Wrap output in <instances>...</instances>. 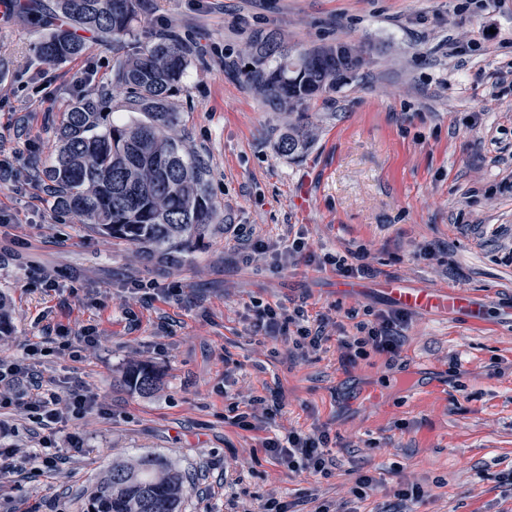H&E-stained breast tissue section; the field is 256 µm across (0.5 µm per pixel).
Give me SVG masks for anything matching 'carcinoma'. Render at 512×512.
Here are the masks:
<instances>
[{
  "instance_id": "1",
  "label": "carcinoma",
  "mask_w": 512,
  "mask_h": 512,
  "mask_svg": "<svg viewBox=\"0 0 512 512\" xmlns=\"http://www.w3.org/2000/svg\"><path fill=\"white\" fill-rule=\"evenodd\" d=\"M141 8L142 0H52L42 6L38 57L79 58L93 36L112 44V80L78 91L57 129L54 156L35 162L30 177L65 216L114 239L166 252L185 247L209 225L224 223V216L209 189L206 163L171 135L182 121L173 97L193 56L191 45L169 28L152 34L145 48L124 52L137 36ZM249 48L247 81L269 105L294 114L275 149L298 158L316 138L309 104L348 85L365 62V50L347 43L295 50L273 30L253 33ZM114 88L124 93L122 107L144 113L146 121L110 118L106 109ZM127 383L147 394L156 378L141 367L129 373ZM182 494L183 475L168 459L140 455L112 464L87 509L178 512Z\"/></svg>"
}]
</instances>
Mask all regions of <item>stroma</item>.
Wrapping results in <instances>:
<instances>
[{
	"mask_svg": "<svg viewBox=\"0 0 512 512\" xmlns=\"http://www.w3.org/2000/svg\"><path fill=\"white\" fill-rule=\"evenodd\" d=\"M136 25L176 28L200 50L175 99L178 135L208 163L224 221L162 260L60 216L30 168L54 153L74 91L110 82L112 50L41 63L30 20L0 19V357L87 325L102 336L76 357L30 356L44 379L88 383L98 407L59 424L56 470L0 486V512H83L112 461L146 453L187 475L182 512H258L271 497L317 512L361 475L373 484L353 512H392L411 486L416 512H512V0H146ZM270 29L302 49H374L310 104L316 140L293 160L274 148L287 113L244 76L250 34ZM236 224L273 241L298 231L318 255L365 249L382 277L460 291L487 313L476 325L411 314L398 365H342L341 337L390 302L338 295L329 267L243 261ZM258 300L329 316L320 350L294 363L252 335ZM135 364L157 372L153 393L125 384ZM274 393L275 429L335 435L329 475L288 471L263 430L229 419L231 403Z\"/></svg>",
	"mask_w": 512,
	"mask_h": 512,
	"instance_id": "obj_1",
	"label": "stroma"
}]
</instances>
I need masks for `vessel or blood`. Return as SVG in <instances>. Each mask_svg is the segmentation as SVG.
<instances>
[{
    "label": "vessel or blood",
    "mask_w": 512,
    "mask_h": 512,
    "mask_svg": "<svg viewBox=\"0 0 512 512\" xmlns=\"http://www.w3.org/2000/svg\"><path fill=\"white\" fill-rule=\"evenodd\" d=\"M381 290L395 305L406 310L422 314L445 312L472 324L481 322L485 316L484 305L458 291L445 288H407L393 279L382 282Z\"/></svg>",
    "instance_id": "obj_1"
}]
</instances>
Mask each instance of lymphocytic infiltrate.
Returning a JSON list of instances; mask_svg holds the SVG:
<instances>
[{"label": "lymphocytic infiltrate", "instance_id": "obj_1", "mask_svg": "<svg viewBox=\"0 0 512 512\" xmlns=\"http://www.w3.org/2000/svg\"><path fill=\"white\" fill-rule=\"evenodd\" d=\"M234 232L246 257L261 255L270 258L272 268L315 259L314 253L308 252L303 238H295L290 246L281 248L257 235L252 225H235ZM254 312L253 334L283 341L290 358L301 359L321 348L325 326L311 324L303 305L289 308L258 301L254 304ZM406 320V311L398 309L379 315L372 321L358 322L355 335L340 341L342 364H355L373 353L385 356L388 362H397L405 342ZM95 405V395L86 384L80 383L71 389L61 386L48 389L34 365L0 358V409L22 410L42 431L38 438L40 448L29 457L37 468L51 471L58 465L59 455L51 453L48 448L49 436L55 433L57 424L67 419L82 418ZM329 442V434L324 430L312 433L291 431L282 436L264 438L262 446L288 471L325 476L333 465L327 451Z\"/></svg>", "mask_w": 512, "mask_h": 512}]
</instances>
